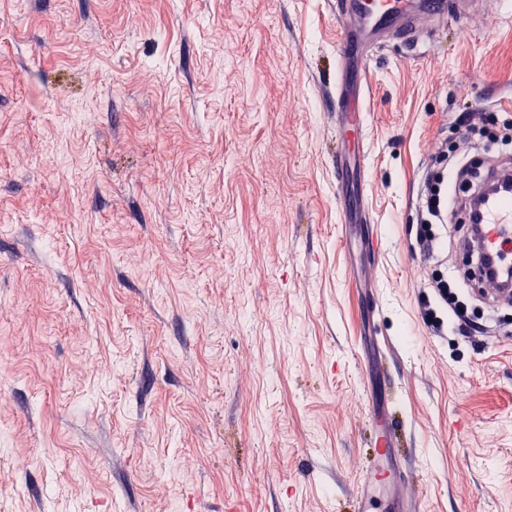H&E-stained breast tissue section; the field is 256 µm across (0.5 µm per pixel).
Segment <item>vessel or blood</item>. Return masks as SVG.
<instances>
[{"label":"vessel or blood","mask_w":512,"mask_h":512,"mask_svg":"<svg viewBox=\"0 0 512 512\" xmlns=\"http://www.w3.org/2000/svg\"><path fill=\"white\" fill-rule=\"evenodd\" d=\"M484 7L485 0H336L333 10L339 28L338 55L343 63L336 84V139L341 145L336 153L338 188L347 186L350 172L367 166L364 153L351 155L346 148L351 137L364 129L366 62L370 54L395 36L417 40L418 18L439 27L448 19L461 20ZM479 222L481 253L493 259L501 255L512 259V194L502 192L486 201L480 208ZM394 446V436L379 434L375 447L378 468L356 491L358 512H374L383 489L399 500L400 512H420L408 494L403 475L389 465Z\"/></svg>","instance_id":"obj_1"}]
</instances>
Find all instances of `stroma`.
Wrapping results in <instances>:
<instances>
[{
	"instance_id": "obj_1",
	"label": "stroma",
	"mask_w": 512,
	"mask_h": 512,
	"mask_svg": "<svg viewBox=\"0 0 512 512\" xmlns=\"http://www.w3.org/2000/svg\"><path fill=\"white\" fill-rule=\"evenodd\" d=\"M331 4L0 0V512H355L380 413L423 512H512V310L429 327L416 238L512 0L374 55L349 228Z\"/></svg>"
}]
</instances>
